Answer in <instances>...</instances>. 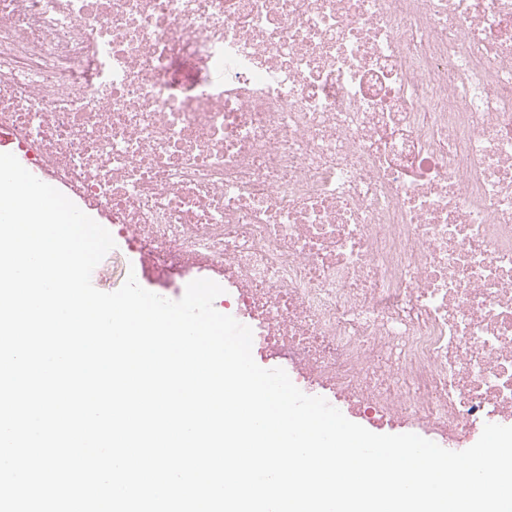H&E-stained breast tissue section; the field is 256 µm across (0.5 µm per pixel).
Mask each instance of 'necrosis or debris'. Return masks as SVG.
<instances>
[{
	"label": "necrosis or debris",
	"mask_w": 512,
	"mask_h": 512,
	"mask_svg": "<svg viewBox=\"0 0 512 512\" xmlns=\"http://www.w3.org/2000/svg\"><path fill=\"white\" fill-rule=\"evenodd\" d=\"M1 138L306 395L512 424V0H0ZM208 75L205 61L198 57L186 58L178 61L171 72L173 81L183 85L196 84Z\"/></svg>",
	"instance_id": "obj_1"
}]
</instances>
